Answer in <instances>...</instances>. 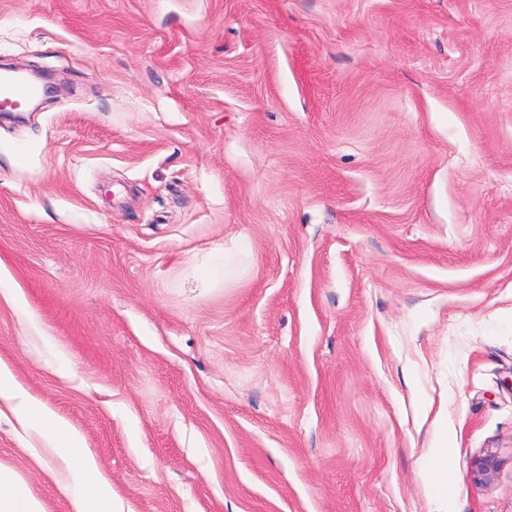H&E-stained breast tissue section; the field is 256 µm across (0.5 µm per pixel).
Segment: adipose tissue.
<instances>
[{
	"label": "adipose tissue",
	"instance_id": "obj_1",
	"mask_svg": "<svg viewBox=\"0 0 512 512\" xmlns=\"http://www.w3.org/2000/svg\"><path fill=\"white\" fill-rule=\"evenodd\" d=\"M0 399L13 403L25 425L41 440L43 448L60 459L66 472L61 488L71 499L75 512H114L112 488L76 433L32 401L17 395L1 370ZM0 512H45L44 504L29 486L14 470L3 465H0Z\"/></svg>",
	"mask_w": 512,
	"mask_h": 512
}]
</instances>
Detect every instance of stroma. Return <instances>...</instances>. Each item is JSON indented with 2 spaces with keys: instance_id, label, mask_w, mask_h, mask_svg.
Returning a JSON list of instances; mask_svg holds the SVG:
<instances>
[{
  "instance_id": "stroma-1",
  "label": "stroma",
  "mask_w": 512,
  "mask_h": 512,
  "mask_svg": "<svg viewBox=\"0 0 512 512\" xmlns=\"http://www.w3.org/2000/svg\"><path fill=\"white\" fill-rule=\"evenodd\" d=\"M0 63L60 86L0 124V368L116 512H512V0H0ZM0 463L74 512L6 405ZM448 427L440 430L434 450L422 460L432 477V491L439 500L448 499ZM496 472V461L493 453H487L477 460L471 472V482L476 485L488 484L493 480Z\"/></svg>"
}]
</instances>
